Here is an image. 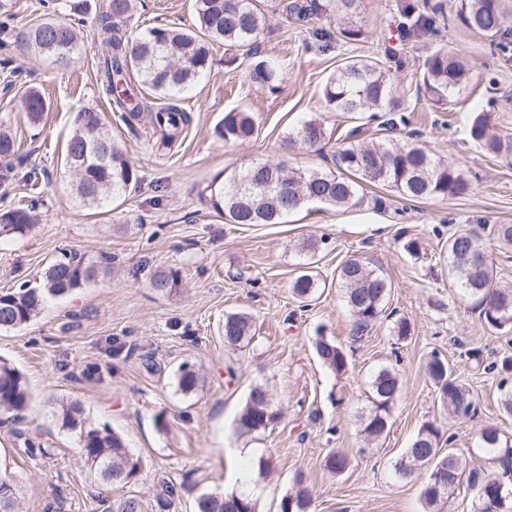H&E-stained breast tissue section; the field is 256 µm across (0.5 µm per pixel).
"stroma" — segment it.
<instances>
[{
  "label": "stroma",
  "mask_w": 512,
  "mask_h": 512,
  "mask_svg": "<svg viewBox=\"0 0 512 512\" xmlns=\"http://www.w3.org/2000/svg\"><path fill=\"white\" fill-rule=\"evenodd\" d=\"M290 0H263L268 26L248 47L211 45L213 66L184 94L181 107L192 116L181 139L165 151L153 145L148 119L134 126L111 112L97 80L101 51L93 23L81 29L83 46L67 65L38 57L25 36L41 19V0H6L0 12V117L11 120L23 165L13 180L0 183V207L28 201L23 175L37 170L38 221L25 235H0V293L36 286L44 270L65 254L88 262L111 257L112 272L54 300L28 325L0 333V357L23 374L31 399L20 415L0 414V473L14 477L21 512H104L115 500L140 498L143 512H196L204 493L234 489L241 470L254 477L258 512H279L282 497L295 491L304 474L313 492V512H426L422 482L397 479L392 471L421 426L435 422L452 440L468 469L492 473L512 485L493 453L476 436L492 426L512 439V415L501 408L512 374L499 370L512 356V333L488 328L448 277L444 253L451 233L463 224H512V153L487 155L468 136L467 126L487 93L494 129L512 136V59L490 49L483 36L458 27L457 0H361L352 14L338 12L336 0L307 24L287 21ZM429 12L442 4L449 20L438 36L403 26L404 4ZM194 22L191 0H136L129 21L132 36L148 27ZM368 32L362 42L342 39L338 25ZM331 34L323 48L322 34ZM438 43L469 57L468 80L436 106L421 99L394 143L421 140L432 152L462 168L471 180L465 196L424 199L403 215L372 204L336 209L312 204L284 224L226 223L201 197L213 178L254 163L287 169L333 166L339 138L361 127L375 128L363 112H331L322 87L344 58L383 56L405 60L398 79L415 93L428 45ZM279 64L281 87L269 93L247 78L251 63ZM40 88L49 103L39 124L22 111L20 88ZM105 112L114 140L139 168L141 178L101 211L75 201L65 167V145L76 112ZM250 112L257 132L247 143L227 146L214 128L225 112ZM316 118L336 132L323 151L303 145L284 149L289 132ZM324 237L315 255L319 273L333 279L354 256L373 258L392 283V319L380 321L360 343L350 340L351 315L342 289L316 294L310 305L296 300L290 285L300 272L303 240ZM419 243L418 255L403 248ZM170 270L180 288L161 292L155 277ZM244 311L254 321L248 347L224 344V316ZM407 321L408 336H397L395 321ZM342 345L348 369L337 374L317 358L318 335ZM445 357L474 394L469 417L444 412L425 367L432 355ZM194 365L200 381L185 393L177 384L182 362ZM382 368L401 376L402 389L389 434L366 443L360 417L370 402L369 384ZM264 386L279 418L264 433L239 435L235 419L250 390ZM79 402L88 422L120 435L142 463L125 485L107 486L92 475L77 448V436L63 429L61 404ZM37 450L25 451L27 442ZM260 454L242 461L239 448ZM345 454L348 468L329 472L331 452Z\"/></svg>",
  "instance_id": "1"
}]
</instances>
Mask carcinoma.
Wrapping results in <instances>:
<instances>
[{"mask_svg": "<svg viewBox=\"0 0 512 512\" xmlns=\"http://www.w3.org/2000/svg\"><path fill=\"white\" fill-rule=\"evenodd\" d=\"M502 0H458L455 20L464 29L490 40L503 54L512 52V29L504 25ZM319 0L290 3L286 12L304 20L322 11ZM133 0H109L108 10L95 16L98 38L103 46L99 57L100 80L111 109L127 125L140 117L143 106L135 101L134 86L126 77L134 74L141 85L166 100L158 111L150 113L154 134L160 144H172L191 123L190 113L177 101L203 73L211 68L209 44L222 41L228 46L245 47L254 43L266 28V15L260 0H194L196 24L191 28L161 26L149 29L133 39L128 21ZM405 18L412 25L431 33L445 22L442 5L432 13H416V6L405 7ZM29 48L36 55L49 56L64 64L79 48L74 23L45 18L33 24L26 35ZM404 61L394 53L385 60L364 56L347 58L326 79L322 96L326 106L337 112H368L369 120L379 112H405L409 108L407 92L398 88L393 71L403 68ZM467 74V63L444 45L430 50L416 84V94H424L433 103L444 105ZM247 77L260 87L279 89L280 69L274 62L258 61L251 65ZM21 106L28 119L36 123L47 109L41 91L25 89ZM256 133L253 117L244 111L231 110L215 127V136L226 145L251 139ZM472 141L486 153L512 152V140L500 135L487 116L477 114L468 129ZM324 124L317 119L305 120L287 137L286 143L309 147L326 139ZM19 158V145L6 121L0 120V180H7ZM65 165L72 174L71 188L77 202L86 208H99L109 199L125 194L140 180L139 170L112 140V130L102 112L86 108L77 113L75 128L68 140ZM333 170L316 168L288 171L280 164L255 163L226 178L216 177L207 187L211 207L230 224H280L289 214L311 203L352 209L370 201L373 208L385 206L381 197L367 198V185L391 188L402 201L440 198L468 194L470 182L464 172L437 158L419 143L400 146L383 134L369 140L353 141L334 155ZM35 221L32 209L6 206L0 209V234L23 235ZM512 247V224H493L488 234L467 225L448 237V275L489 327L512 332V289L495 281L487 256L488 242ZM99 269L72 256L49 265L42 283L0 294V331H10L29 323L52 300L69 295L95 280ZM338 287L352 316L353 340H363L384 318L391 295V283L383 271L366 257L347 259L336 274ZM320 287L318 280L303 271L292 283V292L301 301L311 298ZM224 345L242 347L253 339V322L246 312L224 316ZM321 363L336 373H344L347 358L342 348L326 336L314 343ZM430 379L438 388L444 408L459 417L474 410L471 390L454 374L448 360L435 355L427 364ZM199 378L189 365L178 368L179 387L190 392ZM401 393L397 372L382 368L371 382V408L362 418V432L375 441L387 434L391 411ZM29 391L23 374L11 363L0 359V412L18 413L25 409ZM62 427L78 434L79 453L106 485H125L137 476L139 460L133 458L122 439L106 428L88 424L80 404H61ZM278 419L268 391L255 386L237 416L239 435L251 436L265 431ZM442 434L432 422L425 423L405 449L408 470L402 478L412 477L423 467L428 472L421 497L427 512H435L455 489L463 471L453 450L441 452ZM478 447L490 452L512 455L509 441L495 427L481 430ZM477 490L478 512H512V488L497 477H469ZM297 489L284 495L280 512H310L313 497L297 474ZM256 502L248 494L227 497L203 494L197 500V512H256ZM0 512H18L17 485L8 475L0 474ZM108 512H142L135 497L112 503Z\"/></svg>", "mask_w": 512, "mask_h": 512, "instance_id": "cac0c4a2", "label": "carcinoma"}]
</instances>
